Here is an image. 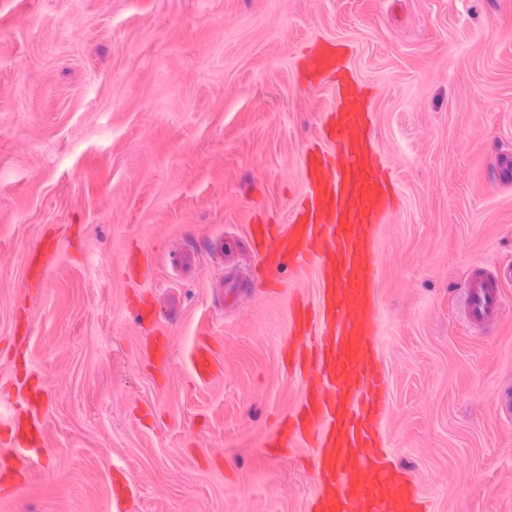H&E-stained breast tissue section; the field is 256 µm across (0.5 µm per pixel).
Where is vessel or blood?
I'll return each instance as SVG.
<instances>
[{"label":"vessel or blood","mask_w":512,"mask_h":512,"mask_svg":"<svg viewBox=\"0 0 512 512\" xmlns=\"http://www.w3.org/2000/svg\"><path fill=\"white\" fill-rule=\"evenodd\" d=\"M301 63L331 89L334 105L322 144L305 153L308 191L298 212L285 224L254 226L251 237L269 270L313 266L318 315L293 311L286 354L302 397L270 445L311 439L318 488L309 512H429L413 478L380 446L387 395L377 355V232L396 190L374 146L371 98L348 77L344 45L315 42ZM466 301L469 322L496 319L499 274L474 267ZM39 462L17 448L0 458V470Z\"/></svg>","instance_id":"1"}]
</instances>
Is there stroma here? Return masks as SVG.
<instances>
[{
	"mask_svg": "<svg viewBox=\"0 0 512 512\" xmlns=\"http://www.w3.org/2000/svg\"><path fill=\"white\" fill-rule=\"evenodd\" d=\"M316 40L350 46L400 197L382 445L433 512H512V285L490 326L464 319L469 271L512 262V0H0V452L24 381L48 394L47 453L0 512H306L310 449L267 442L301 395L290 303L318 287L288 264L257 287L249 227L306 191L333 103L300 68Z\"/></svg>",
	"mask_w": 512,
	"mask_h": 512,
	"instance_id": "35a3bbf8",
	"label": "stroma"
}]
</instances>
